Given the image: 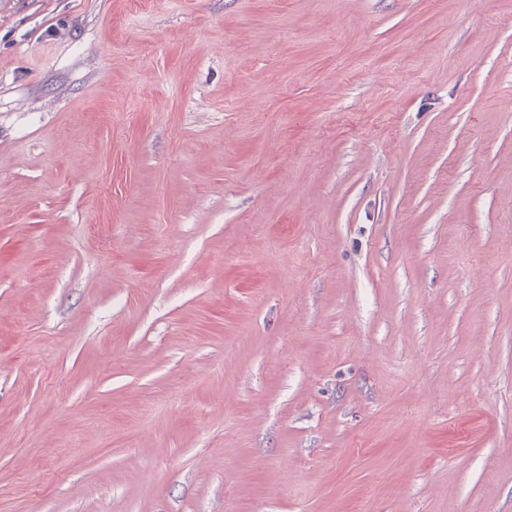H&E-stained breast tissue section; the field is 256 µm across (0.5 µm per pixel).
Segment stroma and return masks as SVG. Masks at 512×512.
Listing matches in <instances>:
<instances>
[{"instance_id": "1", "label": "stroma", "mask_w": 512, "mask_h": 512, "mask_svg": "<svg viewBox=\"0 0 512 512\" xmlns=\"http://www.w3.org/2000/svg\"><path fill=\"white\" fill-rule=\"evenodd\" d=\"M0 512H512V0H0Z\"/></svg>"}]
</instances>
